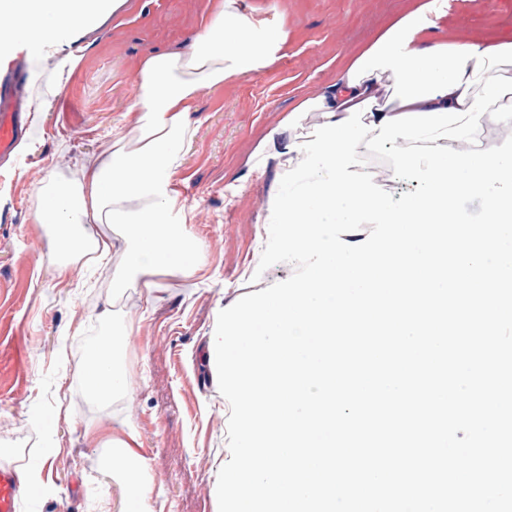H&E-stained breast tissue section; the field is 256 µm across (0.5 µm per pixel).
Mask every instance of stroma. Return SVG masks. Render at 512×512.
<instances>
[{
  "label": "stroma",
  "instance_id": "stroma-1",
  "mask_svg": "<svg viewBox=\"0 0 512 512\" xmlns=\"http://www.w3.org/2000/svg\"><path fill=\"white\" fill-rule=\"evenodd\" d=\"M214 0H126L98 28L64 32L43 52L22 40L0 46V69L26 72L28 101L47 99L13 156L0 160V444L10 445L17 470L40 469L35 496L19 512H121L123 489L100 460L80 377L101 336H120L117 360L136 412L123 401L109 409L112 431L135 432L156 512H218L217 478L228 453L229 417L208 359L217 316L244 295L286 280L291 264L259 270L264 222L282 144L306 136L319 113H293L298 91L319 94L337 64L359 54L419 0H243L254 19L284 25L278 59L257 73L201 91L191 115L194 139L174 186L189 233L207 250L191 283L169 280L165 298L145 304L139 286L122 291L105 281L111 265L83 267L57 278L49 237L35 219L41 179L76 180L75 159L94 157L113 135L130 129L129 106L144 57L189 50ZM430 40H512V0H441ZM80 63L64 83L53 66L71 54ZM267 159L263 178L249 169ZM115 322L100 318L101 309Z\"/></svg>",
  "mask_w": 512,
  "mask_h": 512
}]
</instances>
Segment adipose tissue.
<instances>
[{
    "label": "adipose tissue",
    "instance_id": "adipose-tissue-1",
    "mask_svg": "<svg viewBox=\"0 0 512 512\" xmlns=\"http://www.w3.org/2000/svg\"><path fill=\"white\" fill-rule=\"evenodd\" d=\"M117 6L118 0H0V19L8 21L0 26V39L21 36L38 48L61 32L91 27ZM437 9L438 0H422L339 69L322 93L302 98L297 111L337 121L351 106L376 96L384 79L394 94L385 105L373 106L374 122L469 108L488 77L512 66V43L428 42ZM287 38L283 26L256 24L242 15L238 0H217L188 53L154 52L145 58L131 104L139 114L136 125L113 136L98 156L80 162L76 181L50 177L37 189L35 218L51 236L58 276H67L79 261L105 263L115 254L113 288L140 283L145 301L152 303L163 299L165 278H188L203 267V247L186 229L185 207L174 188L192 145L189 115L202 89L271 65ZM117 344L114 337L101 339L83 367L84 390L100 403L128 391L114 359ZM96 439L108 451L107 470L129 490L126 512H153L146 464L136 452L138 437H118L103 426Z\"/></svg>",
    "mask_w": 512,
    "mask_h": 512
}]
</instances>
